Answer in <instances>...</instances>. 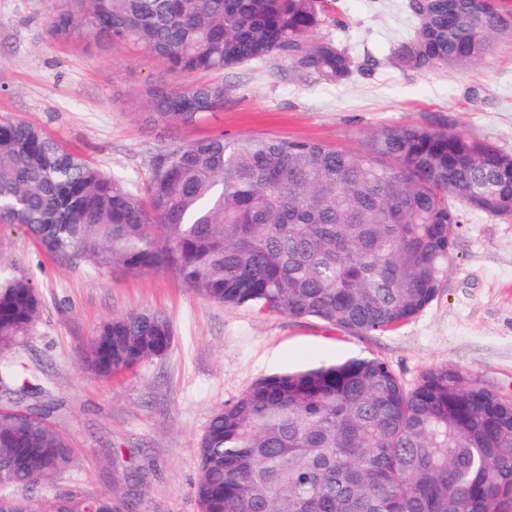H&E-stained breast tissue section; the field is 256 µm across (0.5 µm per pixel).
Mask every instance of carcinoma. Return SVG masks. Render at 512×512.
Wrapping results in <instances>:
<instances>
[{
	"label": "carcinoma",
	"mask_w": 512,
	"mask_h": 512,
	"mask_svg": "<svg viewBox=\"0 0 512 512\" xmlns=\"http://www.w3.org/2000/svg\"><path fill=\"white\" fill-rule=\"evenodd\" d=\"M413 37L395 52L427 73L487 58L512 33V7L478 16L471 0H406ZM319 0H69L48 22L67 42L142 48L172 71L235 68L288 56L293 70L339 84L353 56L315 37ZM220 83L141 93L146 122L192 126L224 105ZM457 199L512 217V156L446 129L384 127L359 150L220 131L158 153L143 193L42 128L0 121V224L49 253L133 276L174 272L225 306L312 317L356 334L423 312L448 270ZM41 298L28 273L0 264V349L30 335ZM162 312L99 324L78 347L90 375L164 357ZM21 360L0 363V388L25 390ZM198 512H507L512 508V401L446 366L406 385L383 361L343 362L255 381L214 412L197 443ZM70 460L42 416L0 410V512L9 490L34 488ZM54 512H128L125 501L72 490Z\"/></svg>",
	"instance_id": "cac0c4a2"
}]
</instances>
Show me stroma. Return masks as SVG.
<instances>
[{
  "mask_svg": "<svg viewBox=\"0 0 512 512\" xmlns=\"http://www.w3.org/2000/svg\"><path fill=\"white\" fill-rule=\"evenodd\" d=\"M65 0H0V120L42 127L106 174L142 189L154 156L221 131L313 139L355 150L385 126L461 132L512 155V36L484 60L423 74L393 57L415 20L404 0H324L316 35L359 65L327 84L286 56L183 74L146 52L81 32L47 33ZM220 82L224 107L190 127L147 125L137 102L151 84ZM453 261L435 300L386 332L350 333L304 317L210 302L173 272L139 277L47 253L23 228L0 226V261L27 271L44 307L16 354L31 390L0 391V408L41 412L70 445V463L14 495L48 512L71 489L124 498L131 512H197L196 445L212 414L265 376L352 357L377 358L406 383L445 366L512 401V221L463 209ZM151 309L174 328L168 354L97 379L76 348L103 320Z\"/></svg>",
  "mask_w": 512,
  "mask_h": 512,
  "instance_id": "1",
  "label": "stroma"
}]
</instances>
